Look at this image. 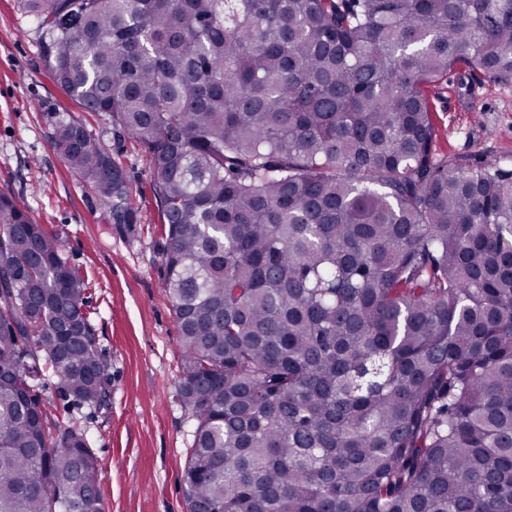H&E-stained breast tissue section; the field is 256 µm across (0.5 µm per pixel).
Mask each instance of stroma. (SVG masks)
Returning <instances> with one entry per match:
<instances>
[{
	"instance_id": "1",
	"label": "stroma",
	"mask_w": 512,
	"mask_h": 512,
	"mask_svg": "<svg viewBox=\"0 0 512 512\" xmlns=\"http://www.w3.org/2000/svg\"><path fill=\"white\" fill-rule=\"evenodd\" d=\"M439 153L500 160L512 169V82L453 71L432 92ZM88 121L133 187L137 223L116 224L56 154L43 115ZM0 193L54 233L87 280L88 308L110 365L108 409L41 390L49 419L82 430L100 464L105 512H187L182 484L194 424L174 402L182 376L180 330L168 299L165 224L148 150L113 134L51 77L36 25L0 0Z\"/></svg>"
}]
</instances>
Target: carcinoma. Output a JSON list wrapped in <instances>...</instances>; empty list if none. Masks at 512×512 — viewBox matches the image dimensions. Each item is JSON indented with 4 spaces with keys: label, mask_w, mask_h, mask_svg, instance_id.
I'll return each mask as SVG.
<instances>
[{
    "label": "carcinoma",
    "mask_w": 512,
    "mask_h": 512,
    "mask_svg": "<svg viewBox=\"0 0 512 512\" xmlns=\"http://www.w3.org/2000/svg\"><path fill=\"white\" fill-rule=\"evenodd\" d=\"M54 80L145 146L195 420L188 512H512V169L436 153L428 91L512 80V0H16ZM116 224L131 186L45 112ZM0 512H103L87 284L0 194ZM96 367L102 381L85 374Z\"/></svg>",
    "instance_id": "obj_1"
}]
</instances>
